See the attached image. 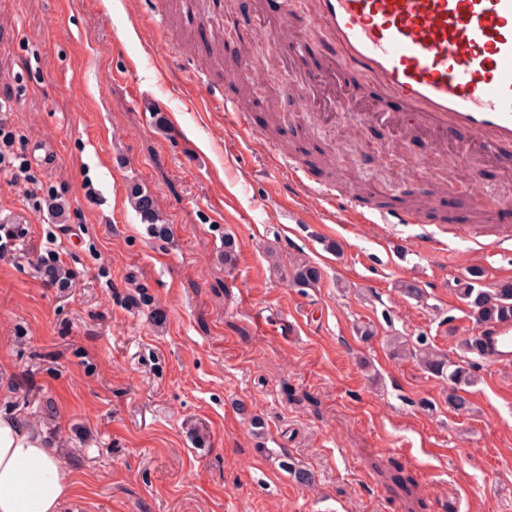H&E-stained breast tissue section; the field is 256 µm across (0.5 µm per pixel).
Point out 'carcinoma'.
Segmentation results:
<instances>
[{
  "label": "carcinoma",
  "instance_id": "1",
  "mask_svg": "<svg viewBox=\"0 0 512 512\" xmlns=\"http://www.w3.org/2000/svg\"><path fill=\"white\" fill-rule=\"evenodd\" d=\"M285 116L274 103L266 107L265 132L271 136L282 133ZM308 163L317 166L340 181L343 177L341 167L336 165V156L321 152L310 158ZM129 200L134 211L139 214L143 223L153 234L161 235L167 227L158 223V212L155 202L142 185L131 187ZM484 271L479 267L468 270L467 275L459 282L456 289L457 297L470 309L476 326L492 323H512V286H503L494 292L482 288ZM320 280L317 267L307 261L297 260L292 265V282L299 288H314ZM415 350L419 352L422 366L437 377L448 379V408L459 414L471 415L475 412L473 403L467 394L469 388L477 383L476 365L467 359H451L448 355L435 349L424 337L416 339ZM275 463L278 468L291 472L303 484H310L313 475L300 467L286 453H275Z\"/></svg>",
  "mask_w": 512,
  "mask_h": 512
}]
</instances>
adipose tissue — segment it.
Masks as SVG:
<instances>
[{"label":"adipose tissue","mask_w":512,"mask_h":512,"mask_svg":"<svg viewBox=\"0 0 512 512\" xmlns=\"http://www.w3.org/2000/svg\"><path fill=\"white\" fill-rule=\"evenodd\" d=\"M75 480L48 441L0 417V512H60Z\"/></svg>","instance_id":"obj_1"}]
</instances>
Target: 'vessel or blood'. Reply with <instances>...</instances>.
<instances>
[{"mask_svg": "<svg viewBox=\"0 0 512 512\" xmlns=\"http://www.w3.org/2000/svg\"><path fill=\"white\" fill-rule=\"evenodd\" d=\"M302 10L310 26L300 39L323 34L355 73L358 92L402 103L401 112L381 113V120L452 131L464 151L474 142L492 150L512 147V0H302ZM240 48L243 62L226 66L225 82L261 87L268 67L255 61L252 40ZM288 173L337 223L423 221V212L407 205L359 210L354 198L305 182L296 167ZM473 177L469 166L456 163L432 193L443 195L449 184ZM482 336L488 358L512 363L511 323L485 328Z\"/></svg>", "mask_w": 512, "mask_h": 512, "instance_id": "1", "label": "vessel or blood"}]
</instances>
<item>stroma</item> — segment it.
<instances>
[{"label": "stroma", "mask_w": 512, "mask_h": 512, "mask_svg": "<svg viewBox=\"0 0 512 512\" xmlns=\"http://www.w3.org/2000/svg\"><path fill=\"white\" fill-rule=\"evenodd\" d=\"M182 11L168 0L169 39L195 35L174 57L149 27L153 0H0V98L28 162L0 171V218L17 231L0 258V415L44 436L72 471L63 512H512V366L476 358L475 412L461 416L447 381L387 346L424 336L458 358L474 323L457 280L478 266L484 287L512 284V241L487 250L475 240L512 228V210L479 228L465 201L483 186L496 202L512 184V150L478 159L479 183L451 186L424 223L332 222L282 160L332 150L355 113L330 126L308 97L289 99L282 141L260 118L293 72L346 80L335 46L262 42L260 56L286 64L259 90L244 141L233 116L206 107L234 93L203 43L229 35L230 56L259 36L255 0ZM396 135L365 126L349 183L383 200L428 190L453 138L413 130L405 153L386 155ZM135 183L168 238L130 206ZM228 233L239 251L230 275ZM270 249L317 266V287H295ZM52 256L66 286L43 281ZM401 281L422 298L402 296ZM138 287L148 301L136 306L127 295ZM364 324L373 336L358 334ZM240 401L264 418L265 438ZM279 448L313 485L273 463Z\"/></svg>", "instance_id": "1"}]
</instances>
